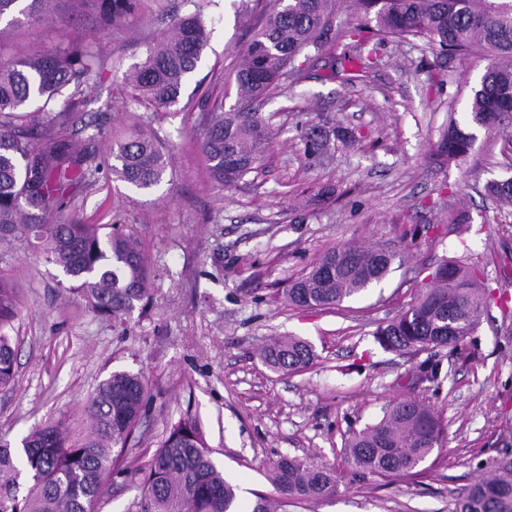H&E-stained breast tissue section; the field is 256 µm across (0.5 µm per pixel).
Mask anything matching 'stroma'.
<instances>
[{
	"label": "stroma",
	"instance_id": "1",
	"mask_svg": "<svg viewBox=\"0 0 512 512\" xmlns=\"http://www.w3.org/2000/svg\"><path fill=\"white\" fill-rule=\"evenodd\" d=\"M265 7H207L210 45L178 101L152 122L171 141L172 179L140 192L101 178L69 214L118 222L148 243L161 273L148 314L100 319L64 295L69 277L36 247L0 242V277L15 283L20 309L15 383L0 390V437L16 442L48 422L84 434L96 387L112 372H140L150 411L128 447L132 465L149 460L167 421L190 415L244 505L259 493L276 496L268 464L287 454L331 466L341 484L334 497L292 500L284 512H454L459 494L492 465L512 464V319L491 308L464 344L408 355L384 350L374 333L414 302L442 261L464 259L492 277L499 251H512V206L484 195L488 181L512 177V138L481 132L465 160L437 155L449 108L465 112L486 62L447 63L423 41L388 39L374 44L366 82L325 80L314 68L283 79L255 104L275 129L266 164L225 191L208 181L197 146L199 96L236 111L230 72ZM190 10L188 0H144L128 26L112 28L98 22L92 0H58L43 23L0 28V51L21 56L96 41L109 61L83 110L105 112L128 94L125 74L143 62L151 39ZM310 123L355 139L333 141L322 163H310L300 139ZM455 209L468 223H449ZM346 244L394 252L389 273L329 309L286 306L284 289ZM288 335L309 341L316 358L283 374L264 364L261 347ZM431 364L437 382H417ZM409 397L439 413L442 448L412 476H353L351 433Z\"/></svg>",
	"mask_w": 512,
	"mask_h": 512
}]
</instances>
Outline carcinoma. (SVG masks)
Instances as JSON below:
<instances>
[{"label": "carcinoma", "instance_id": "1", "mask_svg": "<svg viewBox=\"0 0 512 512\" xmlns=\"http://www.w3.org/2000/svg\"><path fill=\"white\" fill-rule=\"evenodd\" d=\"M101 21L116 27L136 15L141 0H97ZM345 0H274L232 73L243 109L226 112L212 103L199 113L198 142L210 179L219 189L237 185L264 165L273 133L251 104L276 88L308 50L317 61L332 45L333 18ZM173 19L149 45L144 61L130 75L129 95L112 102L127 116L124 131L112 138L105 164L89 143L74 136L96 120L79 111L85 92L98 82L107 56L96 42L69 44L48 54L0 56V241L35 239L45 260L74 284L66 289L97 317L121 322L146 308L155 278L146 246L115 224L60 220L81 207L78 196L112 175L138 190L162 183L170 167L165 138L147 131L131 112L144 106L158 112L176 102L208 46L204 7ZM360 22L336 32L352 41L355 53L329 52L326 79L364 81L372 69L373 41L420 39L441 58L487 60L471 88L463 120L449 111L438 145L446 162L468 157L474 130L504 133L512 128V0H352ZM51 0H0V22L36 24L50 12ZM36 106L31 111L29 107ZM330 131L310 125L301 134L308 155L319 158ZM486 193L512 205V178L486 184ZM394 255L382 248L345 245L328 250L284 291L288 306L312 310L336 305L380 281ZM512 314V294L485 282L481 270L461 260L442 263L430 284L397 317L380 326L375 339L387 350L405 353L458 347L472 336L491 306ZM17 301L13 286L0 278V389L15 381L13 335ZM316 358L313 346L297 336H273L263 351L274 371L303 369ZM148 404L145 378L114 372L88 399L90 429L74 439L61 425L32 429L20 446L0 438V512H97L104 488L116 477L138 479L139 494L125 512H239L237 487L212 458L199 422L183 416L166 425V435L146 464L127 466L126 449ZM445 428L437 411L420 400H394L379 421L353 433L346 444L358 476L405 475L442 446ZM272 484L285 500H319L336 495L333 468L283 455L269 465ZM31 483L19 497L20 481ZM456 512H512V465H497L465 489Z\"/></svg>", "mask_w": 512, "mask_h": 512}]
</instances>
